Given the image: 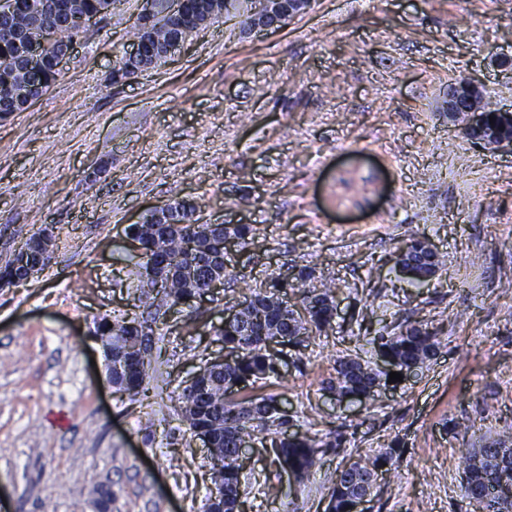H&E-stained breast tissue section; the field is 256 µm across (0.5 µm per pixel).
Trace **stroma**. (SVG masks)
I'll return each instance as SVG.
<instances>
[{
	"mask_svg": "<svg viewBox=\"0 0 512 512\" xmlns=\"http://www.w3.org/2000/svg\"><path fill=\"white\" fill-rule=\"evenodd\" d=\"M141 6L116 0L55 85L0 116V263L32 234L56 239L43 271L0 288V512H98L106 486L107 512H204L211 463L180 385L223 355L225 308L303 267L335 278L334 320L233 397L274 396L329 447L299 483L255 433L242 512H327L342 466L386 453L363 512H478L466 453L512 442V150L473 145L444 101L470 78L512 108V0H314L278 31L218 21L110 86ZM175 197L256 235L225 251L217 293L161 303L149 397L132 402L92 330L134 313L126 229ZM412 237L442 262L423 284L395 264ZM407 323L436 332L431 360L338 402L337 358L378 366L374 338Z\"/></svg>",
	"mask_w": 512,
	"mask_h": 512,
	"instance_id": "stroma-1",
	"label": "stroma"
}]
</instances>
